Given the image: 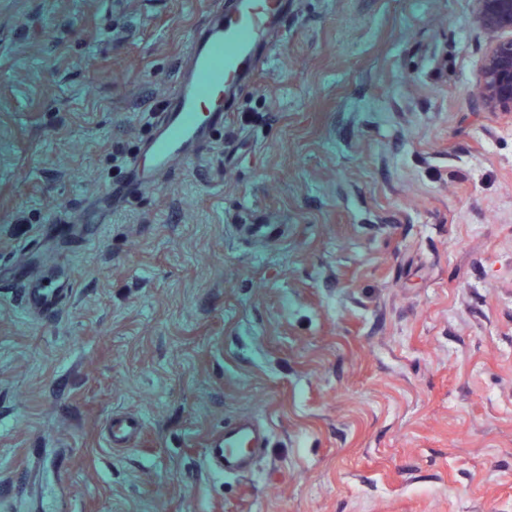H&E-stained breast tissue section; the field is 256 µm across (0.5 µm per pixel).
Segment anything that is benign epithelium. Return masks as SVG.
Instances as JSON below:
<instances>
[{"instance_id":"1","label":"benign epithelium","mask_w":512,"mask_h":512,"mask_svg":"<svg viewBox=\"0 0 512 512\" xmlns=\"http://www.w3.org/2000/svg\"><path fill=\"white\" fill-rule=\"evenodd\" d=\"M488 36L476 96L485 112H512V0H473Z\"/></svg>"}]
</instances>
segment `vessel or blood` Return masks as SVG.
Listing matches in <instances>:
<instances>
[{
    "label": "vessel or blood",
    "instance_id": "1",
    "mask_svg": "<svg viewBox=\"0 0 512 512\" xmlns=\"http://www.w3.org/2000/svg\"><path fill=\"white\" fill-rule=\"evenodd\" d=\"M289 9L288 0H215L190 43L189 60L174 93L162 104L149 133L134 150L130 172L116 196L138 198L158 176L179 161L197 158L233 111L237 96L261 69L273 38ZM64 291L37 282L24 292L26 308L54 319ZM137 418H117L110 426L113 446L126 445L139 432ZM258 433L238 425L225 427L206 448L218 469L241 467L243 448H259Z\"/></svg>",
    "mask_w": 512,
    "mask_h": 512
}]
</instances>
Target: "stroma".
<instances>
[{
    "mask_svg": "<svg viewBox=\"0 0 512 512\" xmlns=\"http://www.w3.org/2000/svg\"><path fill=\"white\" fill-rule=\"evenodd\" d=\"M208 9L0 0V512H512V113L471 93L473 0H293L201 157L111 199ZM240 420L267 441L220 472ZM24 291L25 307L39 319L50 321L59 314L64 288H50L45 283L36 282ZM141 423L137 418H112L110 426V439L112 446H125L130 439L139 432ZM242 446L254 450L262 447L258 432L230 425L224 428V433L212 437L207 444L206 456L220 470L239 468L244 464V454L239 450Z\"/></svg>",
    "mask_w": 512,
    "mask_h": 512,
    "instance_id": "obj_1",
    "label": "stroma"
}]
</instances>
